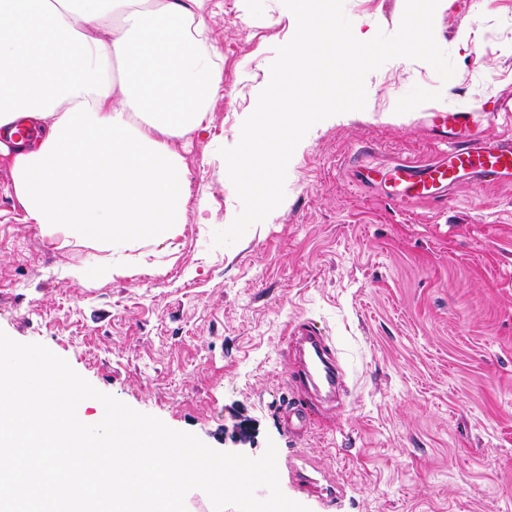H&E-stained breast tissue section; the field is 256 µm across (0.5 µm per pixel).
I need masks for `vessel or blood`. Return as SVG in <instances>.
Segmentation results:
<instances>
[{
  "mask_svg": "<svg viewBox=\"0 0 512 512\" xmlns=\"http://www.w3.org/2000/svg\"><path fill=\"white\" fill-rule=\"evenodd\" d=\"M369 172L394 183L392 199L397 204L437 199L465 178L485 183L512 180V136L472 138L466 132L454 130L448 138L447 152L439 159L427 164L377 165L370 167ZM295 341L301 360L298 369L290 372L289 381L305 398L289 405L287 423L289 430L297 432L306 426L315 406L313 397L307 394L309 385L335 387L339 370L335 347L313 326L299 327Z\"/></svg>",
  "mask_w": 512,
  "mask_h": 512,
  "instance_id": "obj_1",
  "label": "vessel or blood"
}]
</instances>
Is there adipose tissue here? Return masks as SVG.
Returning <instances> with one entry per match:
<instances>
[{
    "label": "adipose tissue",
    "instance_id": "adipose-tissue-1",
    "mask_svg": "<svg viewBox=\"0 0 512 512\" xmlns=\"http://www.w3.org/2000/svg\"><path fill=\"white\" fill-rule=\"evenodd\" d=\"M202 0H0V153L30 220L101 250L174 238L189 203L174 144L221 82ZM37 140H12L18 121Z\"/></svg>",
    "mask_w": 512,
    "mask_h": 512
}]
</instances>
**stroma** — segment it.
<instances>
[{"instance_id": "1", "label": "stroma", "mask_w": 512, "mask_h": 512, "mask_svg": "<svg viewBox=\"0 0 512 512\" xmlns=\"http://www.w3.org/2000/svg\"><path fill=\"white\" fill-rule=\"evenodd\" d=\"M405 0H345L355 37L394 33ZM221 57L208 130L176 142L192 200L182 231L104 255L32 224L0 157V330L39 343L97 390L252 458L277 447L280 488L309 512H512V181L457 183L395 205L359 161H428L445 116L512 135V0H440L434 36L455 73L396 58L368 74L364 110L315 124L285 199L234 245L212 244L241 203L218 150L240 139L295 18L282 0H204ZM312 323L344 371L300 435L287 338ZM305 464L334 500L302 491Z\"/></svg>"}]
</instances>
